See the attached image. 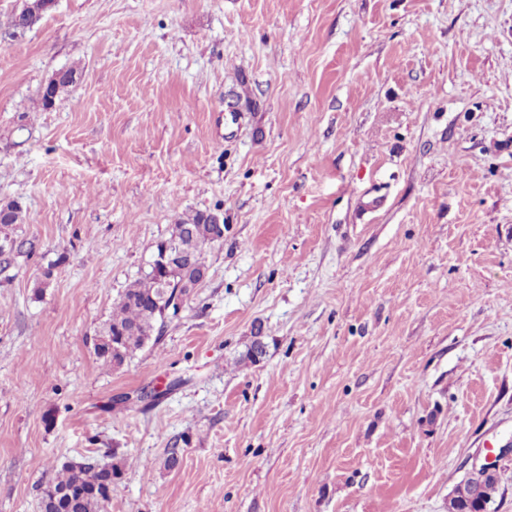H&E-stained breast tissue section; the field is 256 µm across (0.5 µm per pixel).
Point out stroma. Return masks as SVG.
Here are the masks:
<instances>
[{"label":"stroma","mask_w":512,"mask_h":512,"mask_svg":"<svg viewBox=\"0 0 512 512\" xmlns=\"http://www.w3.org/2000/svg\"><path fill=\"white\" fill-rule=\"evenodd\" d=\"M18 3L0 200L38 250L0 274V512L110 455L107 512H448L489 461L512 512V0H57L13 37ZM198 211L204 281L103 366ZM62 75V71H56L52 77L49 79L48 84H52V86H56L60 83V78ZM74 83L69 80L62 81L60 83V88L56 89L52 98H49L47 92L42 88L41 91L37 94L34 99H31L30 106L28 107L29 111L38 112L44 111L51 108L54 105L55 99L57 95L66 90V88L72 86ZM213 224H209L207 220V213L205 212H196L192 216H188L187 218H179L174 224V228L170 237L164 240H160L155 249H160L163 245H169L175 240L182 237L185 229L189 228L193 231L196 241L198 242L197 255L199 257H203L204 252L208 246L214 243L213 238ZM181 259L182 253L179 248L166 246L162 251L153 255L148 265L155 272L170 273L181 263ZM179 283H166L152 273H143L120 296L112 308V315L99 331L94 342V351L103 365L121 367L137 350L153 341L157 344L167 321L177 315L179 307L173 306V314L163 315V307L175 298L188 295L189 291ZM177 289L179 291L177 292ZM177 293V295H176ZM157 302L162 307H158ZM136 335H128L131 331ZM106 336L109 341L121 347L120 356L113 357L109 343L100 342Z\"/></svg>","instance_id":"stroma-1"}]
</instances>
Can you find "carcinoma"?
Returning a JSON list of instances; mask_svg holds the SVG:
<instances>
[{
	"instance_id": "carcinoma-1",
	"label": "carcinoma",
	"mask_w": 512,
	"mask_h": 512,
	"mask_svg": "<svg viewBox=\"0 0 512 512\" xmlns=\"http://www.w3.org/2000/svg\"><path fill=\"white\" fill-rule=\"evenodd\" d=\"M38 0H22L17 14L27 21L31 28L40 26L45 13L34 11ZM7 220L0 222V229L8 228L24 221L23 208L15 200L0 202V215ZM191 229L198 242L197 255L204 257L208 246L214 243L213 227L208 223L207 213L196 212L187 218H180L174 224L170 237L159 241L156 247L169 245L182 237L185 229ZM37 244L32 240L17 241L5 239L0 242V271H7L15 256L33 255ZM189 291L177 283H166L147 272L136 279L120 296L112 308V315L99 331V335L108 338L102 342L95 340L94 351L103 364L121 367L134 353L146 344L158 343L167 324L178 312L163 315L162 307L175 298L188 295ZM124 467L122 461L103 462L88 457L82 462H65L56 471L44 487L40 500V512H60L61 502L70 498L67 512H104L106 503L112 499V483L106 481V473H112L116 479Z\"/></svg>"
}]
</instances>
